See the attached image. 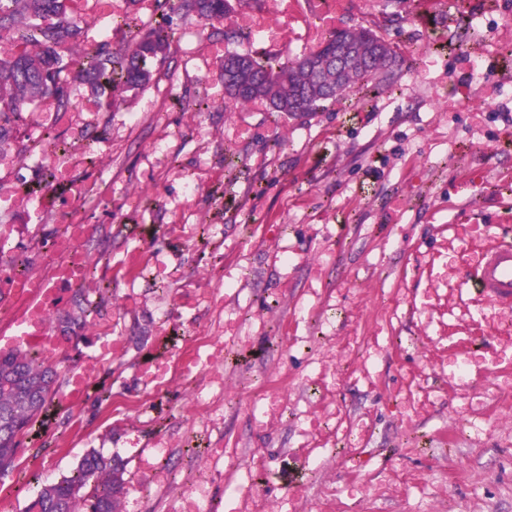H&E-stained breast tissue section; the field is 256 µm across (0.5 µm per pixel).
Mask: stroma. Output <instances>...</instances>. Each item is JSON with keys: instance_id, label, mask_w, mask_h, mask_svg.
<instances>
[{"instance_id": "35a3bbf8", "label": "stroma", "mask_w": 512, "mask_h": 512, "mask_svg": "<svg viewBox=\"0 0 512 512\" xmlns=\"http://www.w3.org/2000/svg\"><path fill=\"white\" fill-rule=\"evenodd\" d=\"M72 9L88 48L123 53L137 28L165 18L176 38L140 89L96 98L76 83L57 123L37 102L23 114L34 141L67 142L72 119L83 122L89 149L73 173L109 192L83 203L93 232L78 244L100 311L77 339L50 324L40 349L60 383L84 374L89 394L77 405L55 397L14 468L0 471L11 512L92 449L125 465L120 512H179L201 476L205 512H230L236 492L212 448L262 450V475L237 458L241 485L279 512H321L328 481L336 512H512V346L494 335L512 316L491 308L470 325L448 296L461 261L442 246L453 227L470 247L471 224L499 223L512 203V91L483 98L512 74L500 52L512 41V0H351L337 27L373 29L404 63L357 106L301 117L259 102L225 110L223 54L263 53L225 39L238 14L209 24L155 0ZM464 19L483 43L460 30ZM34 175L12 150L0 155V236L37 269L74 202ZM32 182L38 200L15 208ZM216 340L220 391L181 366L184 352L207 355ZM463 361L472 375L461 385ZM280 378L285 413L268 423L261 395ZM323 393L331 419L318 439ZM148 440L165 455L144 449ZM311 448L323 470L302 464ZM154 470L166 486L151 483Z\"/></svg>"}]
</instances>
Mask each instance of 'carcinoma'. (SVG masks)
<instances>
[{
  "label": "carcinoma",
  "instance_id": "1",
  "mask_svg": "<svg viewBox=\"0 0 512 512\" xmlns=\"http://www.w3.org/2000/svg\"><path fill=\"white\" fill-rule=\"evenodd\" d=\"M186 16L221 21L233 9L231 0H155ZM71 0H0V40L9 49L0 54V144L16 139L20 116L29 105L52 99L57 109L70 107L69 73L65 50L81 33L71 15ZM341 42L355 47L357 59L341 75L329 58ZM172 43L164 27L137 34L133 48L114 54L100 44L84 55L81 81L103 94L136 89L149 83L151 59L163 57ZM319 66L297 60L259 61L250 54L224 55V95L228 106L262 98L270 110L304 115L325 109L350 94L361 98L393 84L403 58L398 48L369 28L337 29L314 53ZM56 374L37 354L16 349L0 352V471L13 467L19 437L34 430L52 396ZM123 465L91 450L74 473L38 491L27 512H117L124 490Z\"/></svg>",
  "mask_w": 512,
  "mask_h": 512
}]
</instances>
